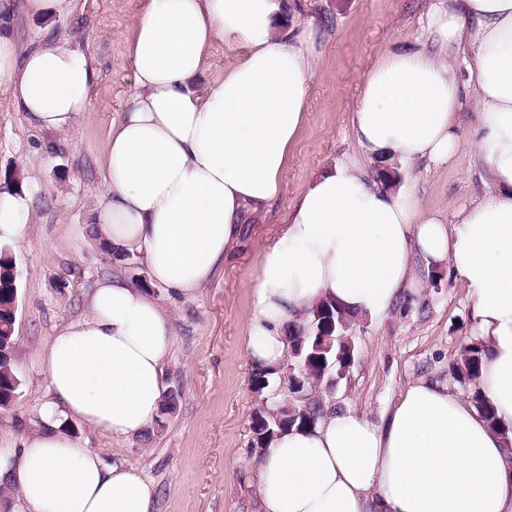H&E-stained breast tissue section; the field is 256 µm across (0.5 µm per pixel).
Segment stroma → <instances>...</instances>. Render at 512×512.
Returning <instances> with one entry per match:
<instances>
[{"instance_id":"obj_1","label":"stroma","mask_w":512,"mask_h":512,"mask_svg":"<svg viewBox=\"0 0 512 512\" xmlns=\"http://www.w3.org/2000/svg\"><path fill=\"white\" fill-rule=\"evenodd\" d=\"M436 0H287L289 18L303 23L331 17L323 55L309 93L306 122L288 154L286 188L268 212L243 226L218 275L190 300L166 302L175 324L165 388L177 392L173 412L160 415L148 435L113 439L69 422L108 463L136 469L155 489V512H257V467L252 417L259 408L292 402L285 367L263 392L251 386L244 353L252 313V279L264 245L272 243L298 194L316 175L359 159L350 115L359 89L380 55L418 37ZM145 0H73L69 17L38 18L17 11L21 48L51 37L79 43L98 72L87 112L76 128L54 134L30 126L22 113L0 111V189H28L33 218L24 241L9 244L16 275L13 361L19 381L12 404L0 408V433L34 430L48 399L38 357L42 344L86 311L98 278L121 274L136 282L147 266L137 256L115 261L88 245L86 223L98 206L107 137L133 89L127 40ZM421 206L453 213L482 198L474 149L463 142L455 161L400 168ZM418 294L380 316L356 318L353 361L346 376L321 386L327 410L351 408L381 423L414 383L431 381L471 400L474 383L458 382L450 365L475 339L473 299L450 269L423 274Z\"/></svg>"}]
</instances>
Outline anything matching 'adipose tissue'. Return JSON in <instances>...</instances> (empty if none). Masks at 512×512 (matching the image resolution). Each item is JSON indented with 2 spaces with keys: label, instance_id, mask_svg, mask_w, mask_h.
Segmentation results:
<instances>
[{
  "label": "adipose tissue",
  "instance_id": "1",
  "mask_svg": "<svg viewBox=\"0 0 512 512\" xmlns=\"http://www.w3.org/2000/svg\"><path fill=\"white\" fill-rule=\"evenodd\" d=\"M73 0H0V104L40 129L72 130L97 71L68 39L21 50L16 5L65 17ZM283 0H149L127 42L133 90L113 123L99 206L98 249L140 255L151 283L190 299L224 265L248 213L285 188L288 152L306 120L322 27L285 23ZM243 48L205 91L194 89L213 46ZM473 55L467 82L451 56ZM476 108L463 138L462 86ZM350 123L361 160L306 187L252 283L245 355L274 369L288 326L324 300L352 316L382 315L422 286L420 269L451 267L475 300L487 350L481 391L498 423L430 382L412 385L384 425L352 410L288 428L259 465L260 512H512V0H448L425 41L380 56ZM475 149L485 195L453 217L422 209L378 180L395 161L445 165ZM25 193L0 192V239L22 240ZM168 310L118 275L98 279L86 313L40 351L50 398L34 432L0 434V484L26 512H154V487L108 465L65 432V420L125 439L158 416L174 344Z\"/></svg>",
  "mask_w": 512,
  "mask_h": 512
}]
</instances>
